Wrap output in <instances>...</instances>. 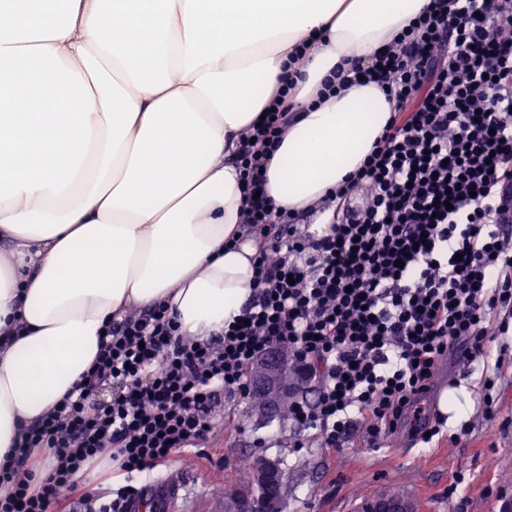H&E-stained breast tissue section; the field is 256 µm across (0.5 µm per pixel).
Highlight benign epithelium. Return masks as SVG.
<instances>
[{
	"label": "benign epithelium",
	"mask_w": 512,
	"mask_h": 512,
	"mask_svg": "<svg viewBox=\"0 0 512 512\" xmlns=\"http://www.w3.org/2000/svg\"><path fill=\"white\" fill-rule=\"evenodd\" d=\"M286 368L277 352L263 356L255 364L254 389L259 399L258 410H280L283 400L292 389L279 382ZM286 481L278 461L260 458L252 467L247 481L239 486L226 512H284ZM357 512H417L416 503L408 497L381 493L364 500Z\"/></svg>",
	"instance_id": "1"
}]
</instances>
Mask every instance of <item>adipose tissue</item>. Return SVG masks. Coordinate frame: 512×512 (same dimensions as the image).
Instances as JSON below:
<instances>
[{
    "label": "adipose tissue",
    "instance_id": "ef3b65f1",
    "mask_svg": "<svg viewBox=\"0 0 512 512\" xmlns=\"http://www.w3.org/2000/svg\"><path fill=\"white\" fill-rule=\"evenodd\" d=\"M427 2L0 0V462L112 318L164 301L200 338L240 314L263 241L234 150L295 72L266 192L329 222L393 105L372 83L317 92Z\"/></svg>",
    "mask_w": 512,
    "mask_h": 512
}]
</instances>
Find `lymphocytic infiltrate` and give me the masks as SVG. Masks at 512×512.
I'll use <instances>...</instances> for the list:
<instances>
[{
	"label": "lymphocytic infiltrate",
	"instance_id": "1",
	"mask_svg": "<svg viewBox=\"0 0 512 512\" xmlns=\"http://www.w3.org/2000/svg\"><path fill=\"white\" fill-rule=\"evenodd\" d=\"M355 74L394 114L337 188L331 224L301 231L305 213L262 193L295 119L274 99L238 151L244 222L264 239L239 317L204 340L179 336L162 303L110 321L75 396L20 431L23 454L0 466V512H128L139 489L101 503L81 476L101 459L130 474L196 446L274 350L310 371L316 395L288 417L325 447L355 431L373 445L419 434L442 362L460 348L481 356L512 328V0H429ZM31 448L54 451L44 475Z\"/></svg>",
	"mask_w": 512,
	"mask_h": 512
}]
</instances>
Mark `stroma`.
<instances>
[{
  "mask_svg": "<svg viewBox=\"0 0 512 512\" xmlns=\"http://www.w3.org/2000/svg\"><path fill=\"white\" fill-rule=\"evenodd\" d=\"M488 376L497 381L490 405L482 390ZM435 383L448 399L438 440L403 433L374 448L355 435L345 447L326 448L287 417L256 418L247 400L226 405L205 442L132 484L143 488L182 470L179 512H206L227 478L245 477L249 463L270 457L287 481L286 512H352L362 499L393 491L411 497L419 512H512V330L486 355L450 357Z\"/></svg>",
  "mask_w": 512,
  "mask_h": 512,
  "instance_id": "stroma-1",
  "label": "stroma"
}]
</instances>
